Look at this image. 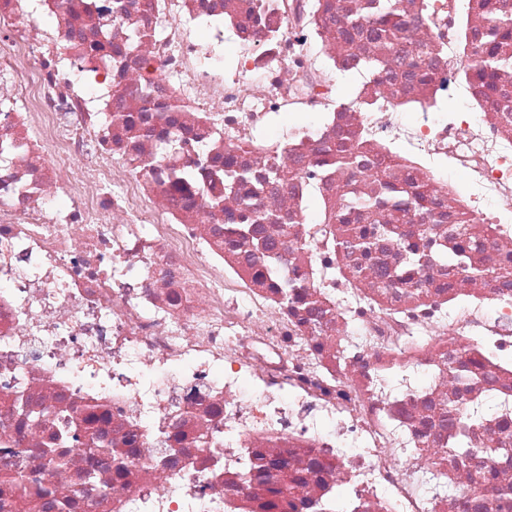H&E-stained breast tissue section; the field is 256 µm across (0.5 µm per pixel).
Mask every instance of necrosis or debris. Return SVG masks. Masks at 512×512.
<instances>
[{"mask_svg": "<svg viewBox=\"0 0 512 512\" xmlns=\"http://www.w3.org/2000/svg\"><path fill=\"white\" fill-rule=\"evenodd\" d=\"M485 3L0 0V512H512Z\"/></svg>", "mask_w": 512, "mask_h": 512, "instance_id": "1", "label": "necrosis or debris"}]
</instances>
